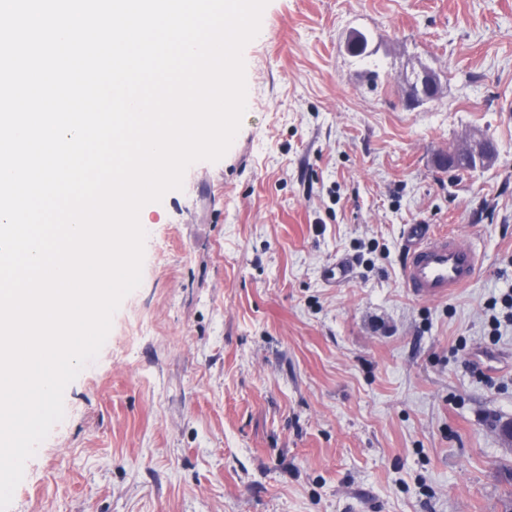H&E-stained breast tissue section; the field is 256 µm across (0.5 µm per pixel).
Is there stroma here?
Listing matches in <instances>:
<instances>
[{"mask_svg": "<svg viewBox=\"0 0 512 512\" xmlns=\"http://www.w3.org/2000/svg\"><path fill=\"white\" fill-rule=\"evenodd\" d=\"M243 59L9 512H512V0H269ZM474 131L495 162L440 168ZM414 224L476 248L470 286L410 294Z\"/></svg>", "mask_w": 512, "mask_h": 512, "instance_id": "stroma-1", "label": "stroma"}]
</instances>
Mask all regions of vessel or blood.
<instances>
[{
	"instance_id": "1",
	"label": "vessel or blood",
	"mask_w": 512,
	"mask_h": 512,
	"mask_svg": "<svg viewBox=\"0 0 512 512\" xmlns=\"http://www.w3.org/2000/svg\"><path fill=\"white\" fill-rule=\"evenodd\" d=\"M475 249L447 231L417 226L410 232L404 283L420 300H438L468 286L479 266Z\"/></svg>"
}]
</instances>
